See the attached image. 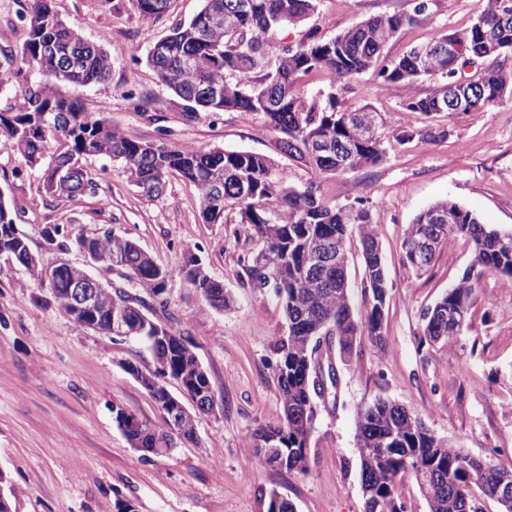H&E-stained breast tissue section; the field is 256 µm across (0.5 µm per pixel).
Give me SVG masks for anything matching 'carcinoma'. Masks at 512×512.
Here are the masks:
<instances>
[{"mask_svg":"<svg viewBox=\"0 0 512 512\" xmlns=\"http://www.w3.org/2000/svg\"><path fill=\"white\" fill-rule=\"evenodd\" d=\"M126 1L146 18L159 17L171 7V0H98L104 7L119 9ZM18 15L26 30L18 66L8 69L10 78H0V93L12 90L19 104L0 110V144L21 153L27 162L43 170V188L52 197L75 198L96 184L94 174L81 167L72 183L55 178L59 168L72 159L108 158L118 164L142 193L159 196L164 181L172 176L192 184L198 191L201 217L206 224L224 223V214H237L236 223L245 225L248 238L258 248L241 263L239 279L254 291L272 290L281 301L286 334L274 346L273 379L280 394L282 418L275 425L253 431L256 448L274 442L272 455L281 457L282 469L304 472L306 448L316 416L321 387L313 358V343L324 333L336 337V353L344 358L357 339L365 336L373 344H385L384 311L388 280L379 244L376 213L379 205L370 200L358 206H332L324 201L320 186H286L266 157L245 151L223 149L202 151L164 142L132 138L87 111L78 100L59 91L61 85L89 86L108 79L111 61L103 42H91L64 22L54 0H28ZM248 8L235 15L232 26L214 25L231 0H203V7L187 24L173 28L160 39L161 49L147 55V63L159 82L180 99L208 112H262L268 126L281 134L279 149L292 159L306 162L321 173L336 174L342 156L331 150L315 154L309 139L316 135L334 145L350 148L354 157L344 171L375 165L386 156L380 130L386 125L380 113L368 106L345 107L332 94L323 97L303 88L300 78L312 71L322 73L330 88H347L348 83L367 71L378 73L387 83L410 87L425 79L440 83L424 97L410 96L401 112L420 113L425 124L412 130L394 117L400 128V145L418 138L437 142L448 131L437 123L444 112L452 113L448 102V37L463 44L467 59L481 63L475 73L484 99L476 112H484L504 99L503 84L512 96V0H485L469 30L463 34L443 32L430 42L414 46L388 61L385 46L403 28L419 24L425 10L414 6L401 15H378L330 39L310 30L305 40L288 50L273 39L284 25H297L316 10L317 0H246ZM219 86L217 101L203 96L205 88ZM374 118V133L364 126V115ZM54 124L62 142L36 136L39 126ZM246 185L250 194L240 195ZM448 219L436 224L433 213ZM17 209L0 195V253L13 256L17 267L25 266L29 255L27 239L14 235ZM358 227L365 273V300L356 310L350 300L348 253L342 248ZM43 236L58 249L74 245L88 251H109L112 265L128 273L120 282L144 290L149 299L134 295L123 307L128 337L151 352L154 366L143 370L128 364L126 371L148 391L162 417V425L136 419V427L124 425L115 414L117 427L135 448L155 447L164 435L171 413L183 414L182 402L163 380L173 378L191 400L212 389L210 378L181 330L165 326L166 337H154L142 329L144 320L156 321L154 314L166 312L169 295L161 292L174 280L195 288L215 308L226 309L232 299L224 283L207 272L184 264L162 267L142 251L135 241L105 228L101 233L75 239L55 224L42 229ZM450 237H461L473 248L469 277L463 278L424 314L423 335L443 347L460 335L467 323L443 321V312L469 313L475 282L484 274L496 273L512 280V233L483 224L469 210L446 200L419 212L401 244L403 261L414 266L411 246L416 240L434 244L427 261L415 270H427L436 253ZM326 255L329 267L320 275L311 273L313 260ZM74 274L58 275L44 291L45 302L57 305L68 297ZM79 328L88 320L100 331L110 333L111 312L100 307L92 314L71 311ZM356 439L360 458V485L364 501L378 503L377 512H405L403 480H415L429 512H484L482 499L498 502L500 512H512V499L496 496L498 484L512 481V471L502 469L487 457L470 456L434 435L422 418L409 408L378 400L356 413ZM471 457L467 467L460 458Z\"/></svg>","mask_w":512,"mask_h":512,"instance_id":"1","label":"carcinoma"}]
</instances>
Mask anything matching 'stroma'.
Returning a JSON list of instances; mask_svg holds the SVG:
<instances>
[{"label":"stroma","instance_id":"35a3bbf8","mask_svg":"<svg viewBox=\"0 0 512 512\" xmlns=\"http://www.w3.org/2000/svg\"><path fill=\"white\" fill-rule=\"evenodd\" d=\"M25 4L0 0V68L8 67L25 39L17 19ZM55 7L88 40L107 39L109 80L67 92L113 127L143 141L264 155L284 184L319 183L333 206L365 199L380 203L387 341L382 349L358 343L339 364L336 398L317 403L306 472L274 469L248 435L281 418L270 364L285 321L273 293L254 292L237 277L240 256L256 244L235 236V214L226 213L222 224L203 223L191 184L170 178L165 192L150 199L122 168L101 158L86 162L97 176L95 194L52 198L39 171L19 152L0 150V195L17 204L18 228L42 264L59 256L42 235L44 226L61 225L72 237L110 227L165 267L193 249L233 300L218 311L186 282L170 284L164 321L191 336L218 409L198 416L197 442L145 456L118 429L112 408L161 424L153 399L125 370L129 363L151 365L150 351L129 338L78 328L57 305L43 302L27 272L0 267V470L12 512H114L119 499L135 512H267L275 492L290 499L297 512H364L355 417L380 398L416 411L436 436L474 456L497 449L495 463L512 470V282L494 273L481 276L467 327L443 348L424 339L423 315L471 265L472 248L464 239H449L424 272L401 260L413 218L442 200L512 231V100L484 112L441 116L448 131L443 140L401 145L389 135L381 162L322 174L280 153V135L266 127L262 113L190 109L148 67L153 43L188 23L202 0H172L155 19L127 5L107 9L98 0H55ZM413 7L414 0H318L303 24L282 25L274 39L295 44L312 29L328 39L368 17L404 14ZM482 8L483 0H428L425 19L403 28L384 54L392 59L444 31L465 32ZM434 86L428 79L410 89L369 71L339 97L354 108L371 106L388 119L400 115L409 94L424 95ZM217 453L223 459L218 468L211 464Z\"/></svg>","mask_w":512,"mask_h":512}]
</instances>
